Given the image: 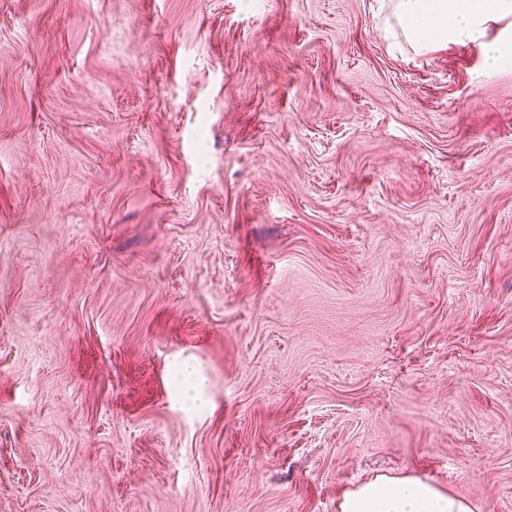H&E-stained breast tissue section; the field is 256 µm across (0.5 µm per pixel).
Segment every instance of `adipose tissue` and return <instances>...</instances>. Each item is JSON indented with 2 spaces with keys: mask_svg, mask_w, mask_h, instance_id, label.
I'll list each match as a JSON object with an SVG mask.
<instances>
[{
  "mask_svg": "<svg viewBox=\"0 0 512 512\" xmlns=\"http://www.w3.org/2000/svg\"><path fill=\"white\" fill-rule=\"evenodd\" d=\"M385 31L413 54L476 44L485 70L512 60V0H388ZM340 512H472L470 503L416 476L380 474L347 491Z\"/></svg>",
  "mask_w": 512,
  "mask_h": 512,
  "instance_id": "1",
  "label": "adipose tissue"
}]
</instances>
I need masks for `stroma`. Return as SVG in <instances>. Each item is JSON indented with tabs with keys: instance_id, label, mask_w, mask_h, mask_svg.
I'll use <instances>...</instances> for the list:
<instances>
[{
	"instance_id": "35a3bbf8",
	"label": "stroma",
	"mask_w": 512,
	"mask_h": 512,
	"mask_svg": "<svg viewBox=\"0 0 512 512\" xmlns=\"http://www.w3.org/2000/svg\"><path fill=\"white\" fill-rule=\"evenodd\" d=\"M378 8L0 0V512H512V66ZM466 500L416 476L379 474L347 491L340 512H473Z\"/></svg>"
}]
</instances>
